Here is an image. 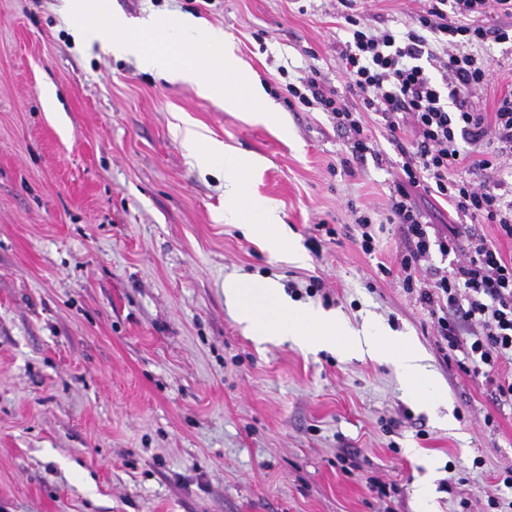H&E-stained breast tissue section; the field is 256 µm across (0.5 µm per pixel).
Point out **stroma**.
I'll list each match as a JSON object with an SVG mask.
<instances>
[{
    "label": "stroma",
    "mask_w": 512,
    "mask_h": 512,
    "mask_svg": "<svg viewBox=\"0 0 512 512\" xmlns=\"http://www.w3.org/2000/svg\"><path fill=\"white\" fill-rule=\"evenodd\" d=\"M425 0H359L402 28ZM129 25L179 13L223 30L278 122L85 43L65 0H0V512H485L512 466V405L443 348L402 286L387 223L397 152L353 158L329 114L292 103L309 69L344 91L340 0H112ZM470 104L512 93V44ZM58 104L47 107L46 88ZM194 126L248 158L303 255L284 260L224 214V173L197 164ZM377 232L360 247L357 213ZM270 279L295 307L412 339L441 388L411 399L396 365L248 336L224 297ZM326 296H311V279Z\"/></svg>",
    "instance_id": "obj_1"
}]
</instances>
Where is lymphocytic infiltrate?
Here are the masks:
<instances>
[{
	"label": "lymphocytic infiltrate",
	"mask_w": 512,
	"mask_h": 512,
	"mask_svg": "<svg viewBox=\"0 0 512 512\" xmlns=\"http://www.w3.org/2000/svg\"><path fill=\"white\" fill-rule=\"evenodd\" d=\"M354 2L341 0L348 37L339 55L359 108H350L315 70L289 92L299 104L331 114L338 127L352 132L356 158L374 150L365 114L380 117L401 156L403 178L390 193L387 221L401 227L407 242L400 258L403 287L427 308L447 348L462 352L474 374L490 376L500 361L512 360V260L478 227L495 224L512 238V199L494 185L475 183L461 169L493 171L501 158L512 156V96L500 101L490 125L467 103L490 76L489 62L470 48L489 38L512 42V0H429L402 30L361 27ZM473 14L500 22L488 28L465 24ZM407 127L415 134L410 144L399 139ZM415 187L470 219L465 241L431 236L411 196ZM435 249L458 254L452 270L431 268Z\"/></svg>",
	"instance_id": "obj_1"
}]
</instances>
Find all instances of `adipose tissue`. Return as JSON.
Instances as JSON below:
<instances>
[{
    "mask_svg": "<svg viewBox=\"0 0 512 512\" xmlns=\"http://www.w3.org/2000/svg\"><path fill=\"white\" fill-rule=\"evenodd\" d=\"M183 140L194 150L203 167L224 171V219L246 223L276 254H292L294 244L281 237V218L266 199L250 194L246 179L248 159L225 154L223 144L208 140L199 131L186 128ZM224 296L245 329L266 340L290 339L312 347H335L360 356L384 355L399 366L407 394L428 401L435 393L422 353L402 336H384L372 325L355 330L336 317L313 308L290 307L271 281L231 278L224 282Z\"/></svg>",
    "mask_w": 512,
    "mask_h": 512,
    "instance_id": "ef3b65f1",
    "label": "adipose tissue"
}]
</instances>
